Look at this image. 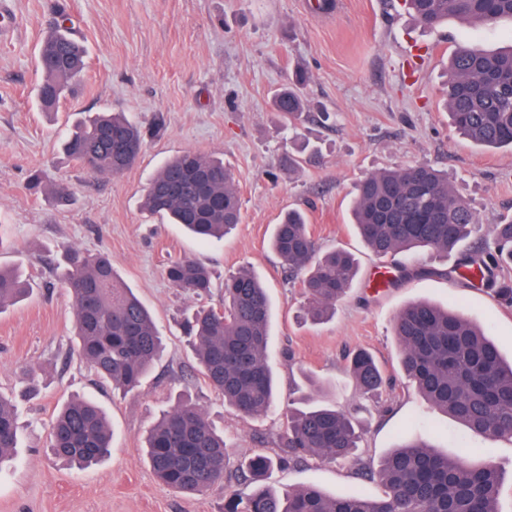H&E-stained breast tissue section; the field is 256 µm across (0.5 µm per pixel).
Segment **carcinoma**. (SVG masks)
I'll use <instances>...</instances> for the list:
<instances>
[{
  "instance_id": "carcinoma-1",
  "label": "carcinoma",
  "mask_w": 512,
  "mask_h": 512,
  "mask_svg": "<svg viewBox=\"0 0 512 512\" xmlns=\"http://www.w3.org/2000/svg\"><path fill=\"white\" fill-rule=\"evenodd\" d=\"M415 20L435 28L450 18L475 27L512 20V0H406ZM69 18L48 32L37 63L43 77L36 90L41 110L52 112L72 91L85 68L86 50L75 39ZM303 73L277 90L271 106L292 122L305 110L299 86ZM445 106L453 128L483 148L512 147V49L488 52L470 40L457 44L448 65ZM130 146L127 155L112 149V136ZM140 128L121 112L85 117L69 128L64 151L96 174H120L140 158ZM31 191L62 195L42 173L31 175ZM142 208L171 224L182 225L203 242L224 239L241 221L239 196L224 162L185 150L163 163L150 179ZM360 237L378 257L414 248L448 253L475 232L478 218L456 193L448 176L427 164L388 169L361 183L353 202ZM271 247L301 283L307 315L324 321L346 293L356 274L353 256L331 250L316 257L306 215L290 209L275 225ZM466 268L473 277L512 267V218L497 225L492 242L480 239L458 265L444 275L453 280ZM171 284L195 296L212 288L210 269L197 259L169 262ZM60 278L74 301L80 357L100 380L125 393L137 390L163 351L161 336L149 310L119 279L109 256L79 247L65 249ZM33 285L18 271L0 268V313L25 300ZM272 308L265 289L249 270L224 281L221 307L201 305L183 324L207 385L224 404L247 417L267 414L274 406L275 384L268 361ZM405 376L433 407L488 439L512 440V362L502 358L484 331L447 308L414 302L393 319ZM348 371L362 396L379 394L386 378L372 354H351ZM324 384L293 400L280 438L281 454H257L238 465L240 477L258 478L306 456L346 460L358 448L359 431L351 414L328 403ZM112 427L96 403L75 399L58 411L50 446L67 463L86 469L108 454ZM17 414L0 394V463L15 455ZM146 456L154 475L180 493H203L229 480L224 438L197 405L180 400L165 411L146 437ZM383 493L330 496L314 486L279 494L261 487L247 497L224 494V512H499L502 471L494 465L473 466L450 458L425 441L394 448L378 464Z\"/></svg>"
}]
</instances>
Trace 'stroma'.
<instances>
[{
  "label": "stroma",
  "instance_id": "1",
  "mask_svg": "<svg viewBox=\"0 0 512 512\" xmlns=\"http://www.w3.org/2000/svg\"><path fill=\"white\" fill-rule=\"evenodd\" d=\"M61 8L87 50V68L74 96L43 112L35 103L36 55ZM0 9V265L41 286L0 314V391L13 395L20 426L18 459L0 468V512H224L223 489L184 495L157 480L145 456L147 430L187 392L223 432L231 461L273 455L290 393L312 379L353 416L360 464L377 466L410 437L451 456L461 440L469 463L500 467L498 508L512 512V441L473 435L430 407L403 376L392 332L394 315L409 303L449 305L511 361L512 304L442 277L458 257L428 249L397 255L390 286L370 288L378 259L351 223L361 181L419 164L447 172L475 211L482 239L512 216V150L486 151L459 137L444 102L455 45L511 46L512 20L470 29L452 18L425 29L401 0H0ZM298 68L308 74L306 110L289 129L270 103ZM94 112H124L141 127L145 140L132 168L93 175L64 155L63 125ZM185 150L222 158L234 177L241 222L223 242L200 243L141 207L152 175ZM39 170L69 203L28 190ZM291 208L306 213L318 252L343 248L358 262L346 297L322 324L305 319L299 282L288 281L269 248L274 225ZM67 246L108 254L153 312L166 349L139 392H113L77 353L73 301L55 275ZM183 256L211 269L212 306L223 303L225 278L243 268L267 288L279 402L266 416L225 408L196 371L179 323L199 299L165 274ZM359 349L390 379L377 397H360L346 371L348 354ZM74 395L96 400L115 430L110 456L85 470L47 446L56 409ZM358 466L310 457L274 471L270 483L284 492L314 485L330 495H379V480L363 479Z\"/></svg>",
  "mask_w": 512,
  "mask_h": 512
}]
</instances>
